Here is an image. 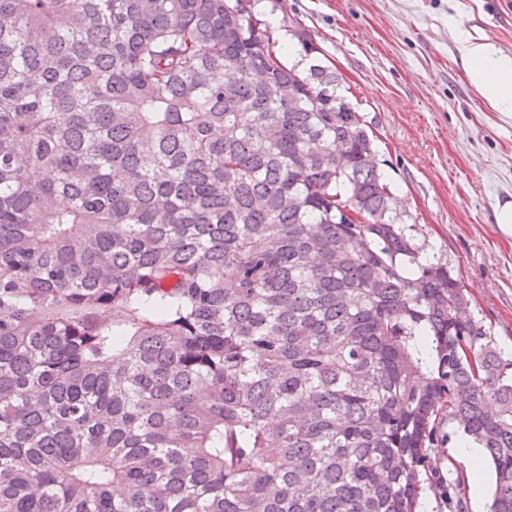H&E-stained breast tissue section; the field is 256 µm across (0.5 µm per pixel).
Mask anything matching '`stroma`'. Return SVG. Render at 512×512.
Segmentation results:
<instances>
[{"mask_svg": "<svg viewBox=\"0 0 512 512\" xmlns=\"http://www.w3.org/2000/svg\"><path fill=\"white\" fill-rule=\"evenodd\" d=\"M282 57L342 74L343 95L374 133L398 189L421 262L447 260L470 312L512 352V236L495 222L512 199V112L476 93L452 36L459 26L512 54V0H251ZM307 32L311 45L288 28ZM431 455L432 477L460 470L465 437Z\"/></svg>", "mask_w": 512, "mask_h": 512, "instance_id": "1", "label": "stroma"}]
</instances>
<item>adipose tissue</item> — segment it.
Wrapping results in <instances>:
<instances>
[{"label":"adipose tissue","mask_w":512,"mask_h":512,"mask_svg":"<svg viewBox=\"0 0 512 512\" xmlns=\"http://www.w3.org/2000/svg\"><path fill=\"white\" fill-rule=\"evenodd\" d=\"M455 36L470 83L494 108L512 112V55L467 30H456Z\"/></svg>","instance_id":"1"}]
</instances>
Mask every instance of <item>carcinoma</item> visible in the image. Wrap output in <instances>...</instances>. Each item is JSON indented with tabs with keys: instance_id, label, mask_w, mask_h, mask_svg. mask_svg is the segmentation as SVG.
Listing matches in <instances>:
<instances>
[{
	"instance_id": "obj_1",
	"label": "carcinoma",
	"mask_w": 512,
	"mask_h": 512,
	"mask_svg": "<svg viewBox=\"0 0 512 512\" xmlns=\"http://www.w3.org/2000/svg\"><path fill=\"white\" fill-rule=\"evenodd\" d=\"M241 4L0 0V512H419L445 419L512 512V356Z\"/></svg>"
}]
</instances>
